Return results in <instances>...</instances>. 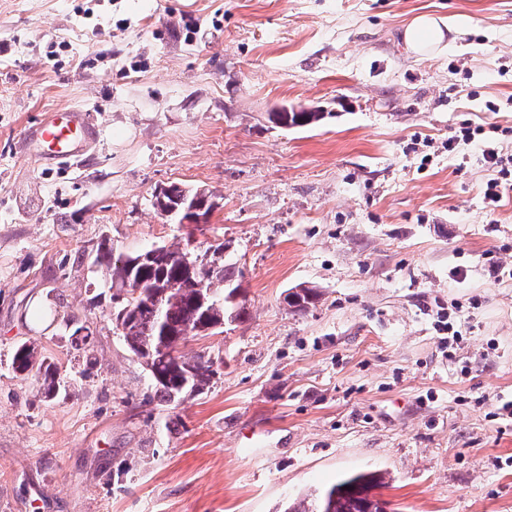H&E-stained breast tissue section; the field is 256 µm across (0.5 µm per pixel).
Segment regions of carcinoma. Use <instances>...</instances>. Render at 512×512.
Returning <instances> with one entry per match:
<instances>
[{"mask_svg": "<svg viewBox=\"0 0 512 512\" xmlns=\"http://www.w3.org/2000/svg\"><path fill=\"white\" fill-rule=\"evenodd\" d=\"M321 112H273V123L288 128L310 126L322 119ZM198 198V210L188 211L190 203H178L169 195L155 197L156 208L175 209L178 223L207 222L214 211L213 195L201 189L187 190ZM185 250L163 246V252L151 262L139 261L140 253H114L104 243L96 248L94 263L103 272L101 285L120 297L125 288H139L138 301L123 298L119 307L128 309V317L136 331L122 335L128 351L144 360L150 371L155 398L164 404L190 396L208 386L215 375L213 361L202 356L188 357L180 348L205 331L224 327L227 321H241L245 308L233 303L240 289L242 272L224 263V244H218L212 255L195 256L196 270L189 271L183 262ZM204 282L198 288L196 283ZM319 294L303 288L286 299L288 307L304 312L314 305ZM87 334L72 338L74 349L83 353L85 363L93 367V343L90 327L81 324L74 332ZM14 373L24 378L35 377L43 400H55L64 391L56 365L42 354L36 341L19 343L12 356ZM385 484L379 471H364L340 479L335 484L315 489L288 500L282 512H383L382 501L372 491Z\"/></svg>", "mask_w": 512, "mask_h": 512, "instance_id": "obj_1", "label": "carcinoma"}]
</instances>
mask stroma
<instances>
[{"label":"stroma","instance_id":"obj_1","mask_svg":"<svg viewBox=\"0 0 512 512\" xmlns=\"http://www.w3.org/2000/svg\"><path fill=\"white\" fill-rule=\"evenodd\" d=\"M420 14L452 30L416 55ZM73 106L98 125L79 166L21 152ZM283 107L325 118L282 129ZM465 124L481 135L445 149ZM486 142L512 156V0H0V512H278L364 470L393 512H512L492 418L512 397V188L485 203ZM173 183L217 198L208 223L155 209ZM103 240L221 241L242 269L246 319L183 349L216 363L204 393L159 405L91 304ZM304 286L298 314L283 297ZM27 339L66 396L13 374Z\"/></svg>","mask_w":512,"mask_h":512}]
</instances>
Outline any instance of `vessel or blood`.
I'll list each match as a JSON object with an SVG mask.
<instances>
[{"instance_id": "1", "label": "vessel or blood", "mask_w": 512, "mask_h": 512, "mask_svg": "<svg viewBox=\"0 0 512 512\" xmlns=\"http://www.w3.org/2000/svg\"><path fill=\"white\" fill-rule=\"evenodd\" d=\"M25 146L42 145L45 161L59 165H75L82 161L96 137V124L91 110L72 107L46 112L23 132Z\"/></svg>"}]
</instances>
